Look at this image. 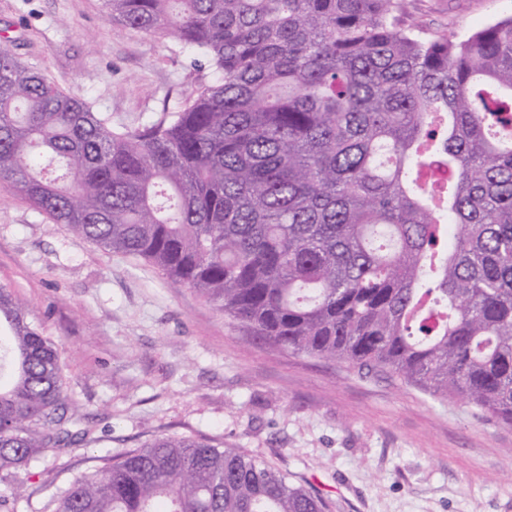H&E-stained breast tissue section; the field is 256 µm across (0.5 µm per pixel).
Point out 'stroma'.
<instances>
[{
	"label": "stroma",
	"mask_w": 512,
	"mask_h": 512,
	"mask_svg": "<svg viewBox=\"0 0 512 512\" xmlns=\"http://www.w3.org/2000/svg\"><path fill=\"white\" fill-rule=\"evenodd\" d=\"M406 23L462 39L512 0H405ZM29 68L135 128L216 80L104 0H0V36ZM0 284L56 345L71 408L99 439L36 463L9 512H54L75 479L156 436L239 449L331 512H512V425L388 375L253 341L195 290L107 252L0 186Z\"/></svg>",
	"instance_id": "1"
}]
</instances>
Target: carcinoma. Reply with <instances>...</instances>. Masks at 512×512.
<instances>
[{
  "mask_svg": "<svg viewBox=\"0 0 512 512\" xmlns=\"http://www.w3.org/2000/svg\"><path fill=\"white\" fill-rule=\"evenodd\" d=\"M219 74L135 129L0 49V184L282 351L512 424V16L423 37L402 0H105ZM442 174L434 184L428 171ZM0 473L90 438L0 286ZM55 512H328L234 448L158 437Z\"/></svg>",
  "mask_w": 512,
  "mask_h": 512,
  "instance_id": "obj_1",
  "label": "carcinoma"
}]
</instances>
